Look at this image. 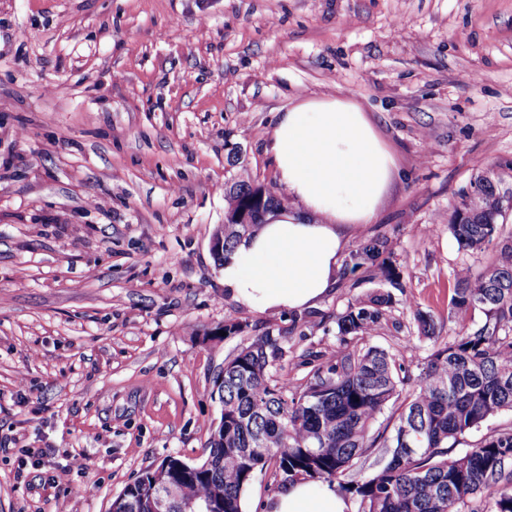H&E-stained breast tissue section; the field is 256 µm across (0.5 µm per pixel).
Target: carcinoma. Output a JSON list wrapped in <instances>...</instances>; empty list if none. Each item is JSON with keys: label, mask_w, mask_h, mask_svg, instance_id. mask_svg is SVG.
Returning <instances> with one entry per match:
<instances>
[{"label": "carcinoma", "mask_w": 512, "mask_h": 512, "mask_svg": "<svg viewBox=\"0 0 512 512\" xmlns=\"http://www.w3.org/2000/svg\"><path fill=\"white\" fill-rule=\"evenodd\" d=\"M503 177L489 169L477 176L448 219L459 247L497 249L475 272H453L451 312L461 321L478 314L441 342L429 315L415 308L417 340L430 354L413 373L398 354L376 345L357 348L385 320L392 298L384 290L400 276L382 259L392 254L388 239L363 238L346 260L354 273L366 266L375 288L336 315L340 348L329 354L303 385L282 373L287 351L282 337L265 333L224 361V426H215L200 461L164 457L145 469L109 512H143L154 494L171 492L168 512H244V496L258 473L271 471L267 495L298 481L336 485L359 504V512H512V426L481 437L463 453L454 447L504 411L512 412V238L500 235V221L512 211ZM227 205L248 207L250 224L224 225V266L240 242L254 235L266 216L282 206L277 191L242 173L231 178ZM387 425L374 426L386 411ZM409 433L414 450H401ZM381 450L376 468L357 469ZM494 490L492 501L483 497Z\"/></svg>", "instance_id": "carcinoma-1"}]
</instances>
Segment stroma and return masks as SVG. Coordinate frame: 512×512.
Segmentation results:
<instances>
[{
    "instance_id": "obj_1",
    "label": "stroma",
    "mask_w": 512,
    "mask_h": 512,
    "mask_svg": "<svg viewBox=\"0 0 512 512\" xmlns=\"http://www.w3.org/2000/svg\"><path fill=\"white\" fill-rule=\"evenodd\" d=\"M323 96L397 162L363 227L401 271L372 343L414 335L408 294L448 340L452 272L492 252L446 218L489 167L512 188V0H0V512H108L164 457L200 459L216 375L255 336H283L298 385L336 350L364 271L261 313L209 251L236 166L277 184L278 114ZM228 320L245 331L211 337Z\"/></svg>"
}]
</instances>
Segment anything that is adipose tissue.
<instances>
[{"label":"adipose tissue","mask_w":512,"mask_h":512,"mask_svg":"<svg viewBox=\"0 0 512 512\" xmlns=\"http://www.w3.org/2000/svg\"><path fill=\"white\" fill-rule=\"evenodd\" d=\"M266 151L297 206L238 245L222 269L224 287L261 312L303 311L334 288L343 245L376 217L395 159L357 104L331 96L281 113ZM267 502L268 512H353L348 498L317 482L288 485Z\"/></svg>","instance_id":"ef3b65f1"}]
</instances>
